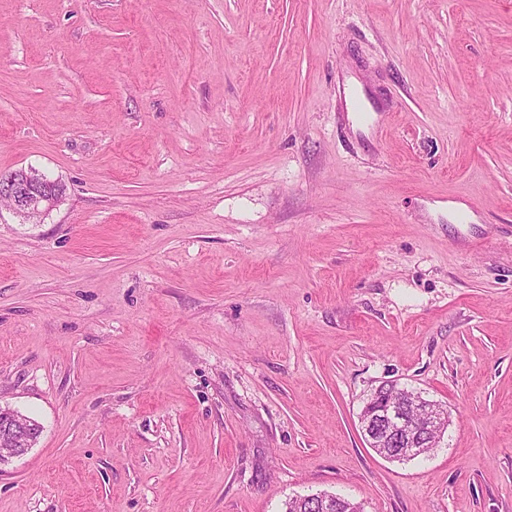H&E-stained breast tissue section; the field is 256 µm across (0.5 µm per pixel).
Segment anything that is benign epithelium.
<instances>
[{
  "label": "benign epithelium",
  "mask_w": 512,
  "mask_h": 512,
  "mask_svg": "<svg viewBox=\"0 0 512 512\" xmlns=\"http://www.w3.org/2000/svg\"><path fill=\"white\" fill-rule=\"evenodd\" d=\"M46 183L45 173L32 167L20 169L0 177V192L10 197L15 212L34 219L59 201L45 191ZM409 398L418 405L414 414L408 412L403 399L385 400L383 409L376 413L361 412V432L369 447L392 448L398 457H414L420 447L430 446L429 439L443 434L445 412L441 405L418 391L409 393Z\"/></svg>",
  "instance_id": "obj_1"
}]
</instances>
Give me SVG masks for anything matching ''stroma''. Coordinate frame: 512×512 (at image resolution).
<instances>
[{
    "label": "stroma",
    "mask_w": 512,
    "mask_h": 512,
    "mask_svg": "<svg viewBox=\"0 0 512 512\" xmlns=\"http://www.w3.org/2000/svg\"><path fill=\"white\" fill-rule=\"evenodd\" d=\"M27 167L66 194L0 205V407L42 427L0 512H512V0H0ZM384 383L437 448L367 447ZM312 499L306 495L289 498L284 503V512H348L345 509V497L338 496L336 500H331L324 507H319Z\"/></svg>",
    "instance_id": "35a3bbf8"
}]
</instances>
